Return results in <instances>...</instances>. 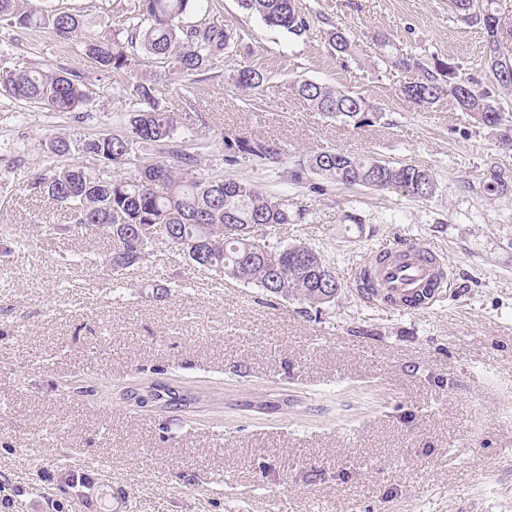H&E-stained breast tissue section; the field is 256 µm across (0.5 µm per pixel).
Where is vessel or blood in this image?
<instances>
[{"mask_svg":"<svg viewBox=\"0 0 512 512\" xmlns=\"http://www.w3.org/2000/svg\"><path fill=\"white\" fill-rule=\"evenodd\" d=\"M447 264L434 251L419 242L390 248L384 260H370L357 268L354 276L360 297H415L427 289L449 282Z\"/></svg>","mask_w":512,"mask_h":512,"instance_id":"1","label":"vessel or blood"}]
</instances>
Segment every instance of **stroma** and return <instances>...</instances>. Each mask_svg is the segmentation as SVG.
I'll return each mask as SVG.
<instances>
[{
	"mask_svg": "<svg viewBox=\"0 0 512 512\" xmlns=\"http://www.w3.org/2000/svg\"><path fill=\"white\" fill-rule=\"evenodd\" d=\"M80 11L87 31L113 35L133 0H28ZM308 31L267 27L238 0H214L237 52L189 77L142 60L97 68L74 41L0 22V67L77 76L87 109L52 113L0 95V512H98L101 490L128 493L127 512H512V194L479 182L512 168V143L448 101L420 109L401 93L415 74L380 55L386 36L425 64L450 60L491 90L483 33L451 0H299ZM357 50L340 57L325 32ZM271 80L245 93L234 71ZM193 135L198 170L252 181L308 207V222L257 226L279 249L305 243L342 283L313 308L256 286L211 284L164 247L112 268L102 237L67 232L70 211L34 188L48 142L119 133L141 77ZM309 79L364 97L371 124L353 127L293 91ZM277 142L284 165H226L224 131ZM339 149L428 169L420 200L361 186L310 190L290 174ZM428 244L452 282L422 309L364 302L354 267L393 244ZM166 384L187 407L139 405L128 391ZM287 399L275 412L257 403Z\"/></svg>",
	"mask_w": 512,
	"mask_h": 512,
	"instance_id": "obj_1",
	"label": "stroma"
}]
</instances>
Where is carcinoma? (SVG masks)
Returning a JSON list of instances; mask_svg holds the SVG:
<instances>
[{
  "mask_svg": "<svg viewBox=\"0 0 512 512\" xmlns=\"http://www.w3.org/2000/svg\"><path fill=\"white\" fill-rule=\"evenodd\" d=\"M241 7L257 15L267 26L300 37L309 26L297 0H240ZM465 19L480 26L486 53H508L512 29L491 18L501 15L498 0H452ZM212 0H136L126 16V41L100 39L83 34L82 15L60 8L38 11L24 6V0H0V21L25 28L50 29L65 40L84 36L86 56L105 71L131 70L140 58L168 64L172 73L189 76L238 47L239 35L224 24L201 22L184 27L183 16L191 9L208 10ZM328 44L338 54H351L356 46L336 27L327 30ZM379 50L390 64L403 70L416 69L418 77L403 86L402 94L418 107L428 108L446 98L458 110L470 115L479 126L500 129V137L512 141V124L505 123V110L480 90L459 78L458 66L436 60L429 66L399 51L394 43L382 40ZM243 91L262 88L268 81L265 72L246 68L232 77ZM52 112H75L86 107L89 96L75 80L54 70L0 72V93ZM297 94L315 111L342 118L354 126L368 123L364 118V99L320 82L302 79ZM122 135L103 134L83 144L85 152L115 165L128 161L133 145L166 142L172 139L177 121L172 112L158 108L153 84L136 86L135 100L124 123ZM224 151V163L235 165L252 158L273 167L282 161L283 150L276 144L225 131L216 142ZM73 141L66 135L50 140L52 157L71 154ZM195 155L185 148H173L168 156L140 164L127 177L108 178L86 167L56 163L47 173L35 178L53 200L69 205L73 224L101 236L112 247V266L128 268L154 242L138 237L143 224L159 227L157 239L173 242L184 228L202 227L217 242L213 259L193 260V268L218 279L230 278L262 288L269 296L297 299L309 306L330 304L342 291L336 272L324 255L307 245H293L272 251L251 236L258 225L301 224L307 219L306 207L286 197L264 194L251 182L224 180L196 174ZM304 169L319 175L329 184L364 186L428 200L436 194L437 183L427 169L417 165L384 162L373 156H354L340 150H326L309 157ZM490 195L512 191V171L493 165L482 180ZM130 397L141 405L162 402L168 406H187L194 401L188 394L167 385L156 384L144 394Z\"/></svg>",
  "mask_w": 512,
  "mask_h": 512,
  "instance_id": "cac0c4a2",
  "label": "carcinoma"
}]
</instances>
